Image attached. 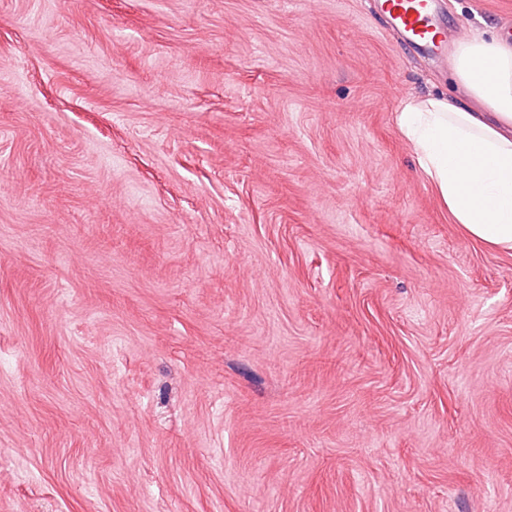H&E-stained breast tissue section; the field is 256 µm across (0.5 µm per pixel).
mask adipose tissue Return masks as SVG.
I'll return each mask as SVG.
<instances>
[{"label":"adipose tissue","mask_w":512,"mask_h":512,"mask_svg":"<svg viewBox=\"0 0 512 512\" xmlns=\"http://www.w3.org/2000/svg\"><path fill=\"white\" fill-rule=\"evenodd\" d=\"M453 73L483 109L437 94L409 103L398 126L458 224L487 245L512 249V41L474 38Z\"/></svg>","instance_id":"obj_1"}]
</instances>
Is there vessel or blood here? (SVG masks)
<instances>
[{"mask_svg": "<svg viewBox=\"0 0 512 512\" xmlns=\"http://www.w3.org/2000/svg\"><path fill=\"white\" fill-rule=\"evenodd\" d=\"M378 6L415 49L445 56L448 40L435 25V0H378Z\"/></svg>", "mask_w": 512, "mask_h": 512, "instance_id": "vessel-or-blood-1", "label": "vessel or blood"}]
</instances>
